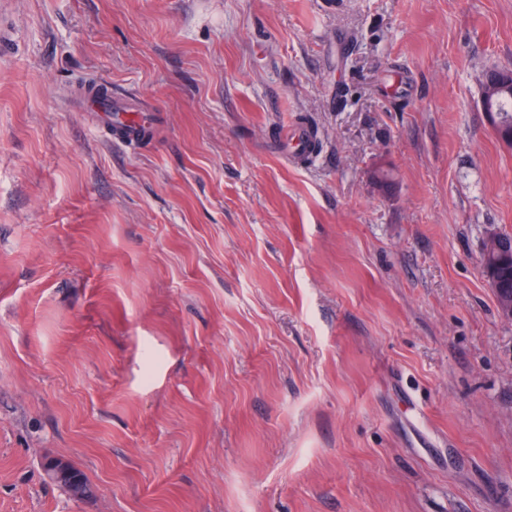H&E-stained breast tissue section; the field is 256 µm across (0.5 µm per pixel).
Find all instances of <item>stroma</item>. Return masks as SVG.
<instances>
[{
    "label": "stroma",
    "mask_w": 512,
    "mask_h": 512,
    "mask_svg": "<svg viewBox=\"0 0 512 512\" xmlns=\"http://www.w3.org/2000/svg\"><path fill=\"white\" fill-rule=\"evenodd\" d=\"M0 30V512H512L481 264L512 0H0ZM78 107L85 112H98L112 126L114 141L138 143L154 130L155 114L130 98L112 95V87L98 81H87ZM279 141L286 156L291 153L298 159L308 160L317 150L313 130L304 123L283 126ZM68 471H69V479H53L55 477H63L67 475L63 462H60L58 459H45L43 462L44 471L51 477H47L50 482L55 484L56 486L62 488L69 496L74 499L80 500L75 496L72 488V481L81 485L84 488L85 497L81 498H91L94 496L95 488L92 483L89 481L85 473L77 468L74 464L65 460Z\"/></svg>",
    "instance_id": "1"
}]
</instances>
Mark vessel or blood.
Here are the masks:
<instances>
[{
	"mask_svg": "<svg viewBox=\"0 0 512 512\" xmlns=\"http://www.w3.org/2000/svg\"><path fill=\"white\" fill-rule=\"evenodd\" d=\"M79 108L103 116L119 143H138L154 130L155 115L130 98L113 95L111 87L96 81L86 82L79 99ZM283 153L299 159H309L316 152V143L310 126L304 123L284 126L279 136Z\"/></svg>",
	"mask_w": 512,
	"mask_h": 512,
	"instance_id": "1",
	"label": "vessel or blood"
}]
</instances>
